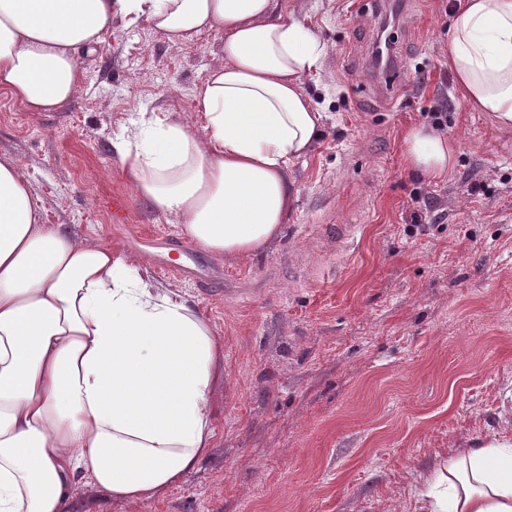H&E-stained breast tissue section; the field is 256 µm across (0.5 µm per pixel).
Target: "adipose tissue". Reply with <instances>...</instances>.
Returning <instances> with one entry per match:
<instances>
[{"instance_id":"obj_1","label":"adipose tissue","mask_w":512,"mask_h":512,"mask_svg":"<svg viewBox=\"0 0 512 512\" xmlns=\"http://www.w3.org/2000/svg\"><path fill=\"white\" fill-rule=\"evenodd\" d=\"M167 42L217 30L224 50L196 97L199 122L140 119L114 148L126 181L218 258L265 249L291 210L288 171L323 134L303 89L325 46L280 0H0V89L54 112L114 20ZM448 67L461 99L512 132V0H457ZM407 165L445 176L455 150L421 125ZM224 341L180 292L123 250L45 223L0 156V512H67L77 482L138 504L177 485L215 442ZM415 512H512V443L449 455Z\"/></svg>"}]
</instances>
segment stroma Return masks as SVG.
<instances>
[{
  "label": "stroma",
  "instance_id": "stroma-1",
  "mask_svg": "<svg viewBox=\"0 0 512 512\" xmlns=\"http://www.w3.org/2000/svg\"><path fill=\"white\" fill-rule=\"evenodd\" d=\"M283 5L326 46L304 80L324 134L288 172L295 201L274 243L238 259L200 251L207 296L195 276L164 272L184 233L125 181L112 142L140 116L193 113L222 34L173 45L117 20L79 53L83 79L63 109L31 112L0 90V155L26 173L47 222L136 257L224 340L216 441L196 469L138 504L77 485L71 512H412L425 470L450 451L512 440V134L456 90L451 0H407L395 18L406 88L392 93L371 66L382 21L371 0ZM442 102L454 165L411 174L404 134ZM116 196L128 224L112 221ZM333 224L357 227L344 252Z\"/></svg>",
  "mask_w": 512,
  "mask_h": 512
}]
</instances>
